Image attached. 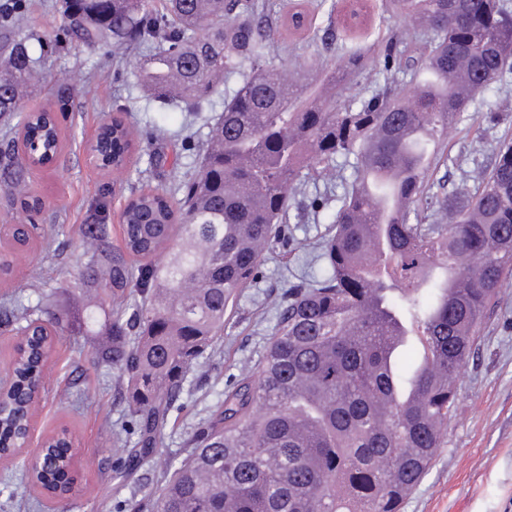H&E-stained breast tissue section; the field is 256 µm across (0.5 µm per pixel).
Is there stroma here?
Wrapping results in <instances>:
<instances>
[{
    "instance_id": "stroma-1",
    "label": "stroma",
    "mask_w": 512,
    "mask_h": 512,
    "mask_svg": "<svg viewBox=\"0 0 512 512\" xmlns=\"http://www.w3.org/2000/svg\"><path fill=\"white\" fill-rule=\"evenodd\" d=\"M56 3L27 0L45 65L41 82L23 97L22 108L60 113V151L51 164L28 169L23 190L0 185V225L27 220L22 208L26 197H39L43 203L39 229L28 248L15 250L10 239L0 235V259L9 263L0 273V305L24 296L62 313L81 308L80 278L89 260L83 229L97 201L107 204L112 246H121L120 216L149 155L163 158L149 186L171 188L197 163L218 114L205 112L195 118L181 107L149 101L135 73L139 49L117 60L109 48L70 40ZM272 3L270 35L276 53L288 65L308 70L314 78L308 89L312 95L321 87L322 73L343 63L347 51L362 49L379 61L390 33L404 36L412 30L411 21L397 17L388 0H361L364 23L344 42L334 37L343 14L331 12L321 0H306L311 31L296 41L279 22L291 7L289 0ZM483 96L510 118L494 125L484 113L472 112L465 125L452 128L445 153L458 164L439 163L431 176L446 189H453L462 171L488 163L500 140L512 139V83H494ZM109 113L121 117L137 139L132 167L120 174L102 167L87 151ZM314 193L310 187L293 199L287 244L265 256L254 286L228 312L224 339L206 375L184 398L183 408L172 412L160 453L178 452L190 428L222 400L226 383L240 375L244 361L258 363L275 324L270 298L301 275L320 273V263L313 260L315 246L330 227L334 209L309 213ZM97 345V337L81 329L57 336L45 369V393L31 422L28 452H36L42 440L64 429L78 441L68 500L58 504L44 498L39 488L13 477L12 462L2 461L0 512H116L113 486L121 453L112 445V433L121 427L124 404L111 370L96 361ZM457 389L460 410L448 427L446 444L403 512H512V285L502 290L478 354L458 377Z\"/></svg>"
}]
</instances>
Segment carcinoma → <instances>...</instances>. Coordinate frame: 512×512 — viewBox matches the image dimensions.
Instances as JSON below:
<instances>
[{"mask_svg": "<svg viewBox=\"0 0 512 512\" xmlns=\"http://www.w3.org/2000/svg\"><path fill=\"white\" fill-rule=\"evenodd\" d=\"M428 53L385 48L369 94L341 106L303 101L292 87L256 80L275 71L256 0H62L70 39L108 45L118 56L143 48L139 85L161 104L199 112L220 87L238 86L210 129L200 164L173 194L140 191L121 215L122 246H109L106 204L86 226L85 292L97 299L75 316L46 314L23 297L0 309V326L27 337L14 359V393L0 417V445L12 442L23 404L38 388L53 337L97 322L112 300L96 357L112 368L127 406L120 493L128 512H402L425 477L458 410L455 381L475 354L501 289L512 280V142L491 163L462 174L450 192L432 190L429 168L448 127L467 118L490 84L512 78L508 0H391ZM25 4L0 3V114L19 111V92L38 84L41 57L30 45ZM464 62L465 97L446 85L416 93L438 67ZM372 60L352 50L332 69L337 83L366 73ZM415 97V110L402 109ZM37 162L57 152L60 129L48 111L19 115ZM112 161L124 163L134 134L105 129ZM352 170V178L341 170ZM336 198L334 225L321 237L323 273L288 287L274 304L276 324L257 366L244 363L224 399L195 427L185 448H156L190 375L209 361L224 318L251 287L265 252L284 242L289 200L313 175ZM474 182V187L467 185ZM406 205L377 224L393 190ZM444 213L450 222L433 216ZM458 296L448 297V267ZM48 315L42 319V315ZM419 349L399 364L392 325ZM60 463L28 477L54 497L73 484L72 442L51 439ZM149 464L166 478L145 492Z\"/></svg>", "mask_w": 512, "mask_h": 512, "instance_id": "1", "label": "carcinoma"}]
</instances>
